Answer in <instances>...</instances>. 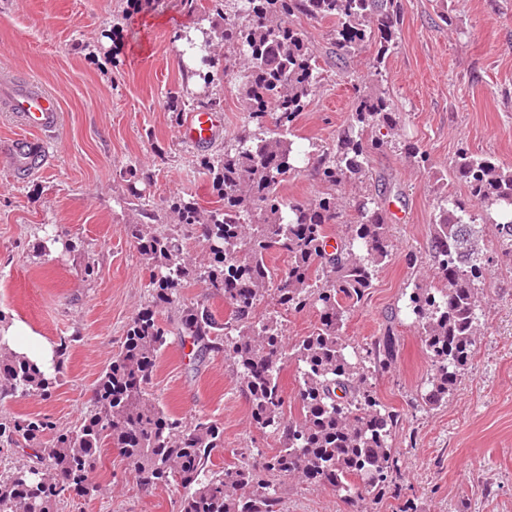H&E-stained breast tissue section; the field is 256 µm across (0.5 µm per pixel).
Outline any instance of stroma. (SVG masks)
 I'll return each mask as SVG.
<instances>
[{
  "instance_id": "35a3bbf8",
  "label": "stroma",
  "mask_w": 512,
  "mask_h": 512,
  "mask_svg": "<svg viewBox=\"0 0 512 512\" xmlns=\"http://www.w3.org/2000/svg\"><path fill=\"white\" fill-rule=\"evenodd\" d=\"M397 45L383 79L372 82L373 49L338 58L333 24L302 14L322 81L299 114L294 135L313 162L348 124L356 88L371 84L401 114L396 141L372 153V183L385 189L394 250L344 336L364 348L386 328L399 338L392 367L372 380L378 400L401 415L390 444L405 497L419 512H512V264L490 265L481 290L475 354L446 399H420L430 362L409 315L417 280L430 264L407 265L408 251L427 252L439 192L465 196L454 172L460 150L512 166V0H399ZM198 15L184 0H0V98L28 79L55 93L62 122L50 159L22 173L0 159V325L20 321L51 345L71 342L51 393L0 400V418L46 417L69 428L90 408L93 385L121 346L128 324L146 307L149 270L128 242V224H158L182 236L193 262L204 259L169 205L190 198L205 209L218 195L199 165L201 148L178 130L201 102L220 98L222 148L242 130L236 87L192 79L179 34L195 33ZM412 143L427 170L405 157ZM286 178L284 199L326 192L314 169ZM99 273L87 278L86 263ZM156 402L183 422L206 415L222 424L215 464L239 454H270L277 436L256 428L241 383L223 356L192 360L178 342L163 351L150 386ZM95 490L59 512H178L180 488H146L116 448H104L91 475ZM284 512H398L288 479L279 486Z\"/></svg>"
}]
</instances>
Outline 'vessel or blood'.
I'll return each mask as SVG.
<instances>
[{"label":"vessel or blood","instance_id":"b4317fda","mask_svg":"<svg viewBox=\"0 0 512 512\" xmlns=\"http://www.w3.org/2000/svg\"><path fill=\"white\" fill-rule=\"evenodd\" d=\"M25 126L26 136L13 140L5 150L6 160L17 169L28 170L42 166L49 157L47 137L61 122V105L52 94L27 83H20L11 93L5 106ZM218 131L213 113L193 112L179 130L182 140L203 146Z\"/></svg>","mask_w":512,"mask_h":512}]
</instances>
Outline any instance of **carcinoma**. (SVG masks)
I'll use <instances>...</instances> for the list:
<instances>
[{
	"mask_svg": "<svg viewBox=\"0 0 512 512\" xmlns=\"http://www.w3.org/2000/svg\"><path fill=\"white\" fill-rule=\"evenodd\" d=\"M223 17L224 68L193 49L209 36L186 40L199 62L192 75L206 86L236 84L246 100L240 135L218 153L201 156L221 204L203 210L179 198L171 208L194 229L207 261H185L183 243L156 235L146 224L127 225L143 264L151 270L150 304L129 323L120 349L93 387L92 409L78 424L60 429L41 417L0 422V447L34 450L33 464L0 470V512H57L73 494L93 490L90 474L101 449L113 446L144 487L182 490L179 512H283L275 483L288 477L359 500L398 491L397 460L389 440L400 415L372 391L373 375L392 364L391 329L353 356L344 338L346 314L369 294L391 256L390 224L382 194L354 200L355 223L336 246L328 225L339 223L336 194L285 200L277 187L298 171L291 128L322 80L318 57L303 32L286 22L295 12L334 23L341 55L375 47L373 75H382L396 40L398 0H210ZM399 113L377 90L359 91L351 121L316 167L320 181L342 188L369 177V157L387 146ZM455 172L465 198H437L429 256L436 280L418 282L409 310L419 329L431 373L421 394L438 405L470 364L479 325L478 291L494 257L484 254V226L497 228L500 258L512 262V166L461 151ZM271 250L288 257L283 271L265 261ZM201 282L224 298L229 314L216 318L208 299L185 303L183 282ZM266 297L288 312L315 309L318 325L291 344L278 315H261ZM177 309L164 325L159 309ZM189 343L194 360L222 354L238 376L254 424L279 437L270 455L218 466L212 451L224 445V429L201 415L191 425L164 411L149 387L168 337ZM70 342L57 348L55 372L42 370L11 350L0 352V398L46 394L57 382ZM295 366L298 414L285 413L280 378Z\"/></svg>",
	"mask_w": 512,
	"mask_h": 512,
	"instance_id": "1",
	"label": "carcinoma"
}]
</instances>
